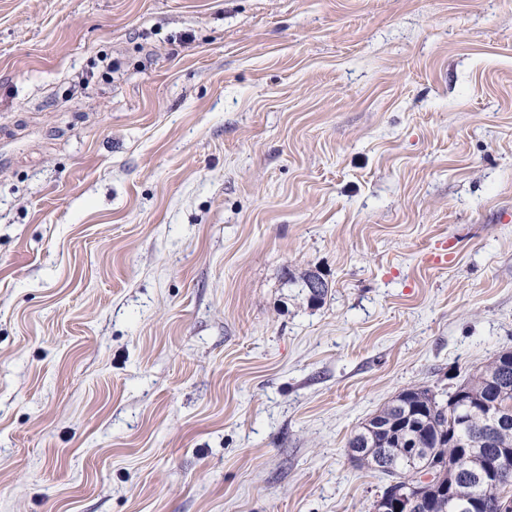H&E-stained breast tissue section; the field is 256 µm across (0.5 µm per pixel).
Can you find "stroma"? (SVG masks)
<instances>
[{"label":"stroma","mask_w":512,"mask_h":512,"mask_svg":"<svg viewBox=\"0 0 512 512\" xmlns=\"http://www.w3.org/2000/svg\"><path fill=\"white\" fill-rule=\"evenodd\" d=\"M505 350L512 0H0V512H372Z\"/></svg>","instance_id":"obj_1"}]
</instances>
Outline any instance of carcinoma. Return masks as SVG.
I'll use <instances>...</instances> for the list:
<instances>
[{"label": "carcinoma", "instance_id": "obj_1", "mask_svg": "<svg viewBox=\"0 0 512 512\" xmlns=\"http://www.w3.org/2000/svg\"><path fill=\"white\" fill-rule=\"evenodd\" d=\"M458 397V414L448 418L444 400L429 388L411 386L367 420L348 440L361 450L352 461L372 465L387 477L382 494H419L422 512H463L469 500L482 502L484 512H501L512 500V483L496 492L484 484L485 463L512 448V425L489 429L483 414L487 401L512 411V368L491 361L448 393ZM464 459L458 475H448V458ZM438 465V481L423 483V469Z\"/></svg>", "mask_w": 512, "mask_h": 512}]
</instances>
